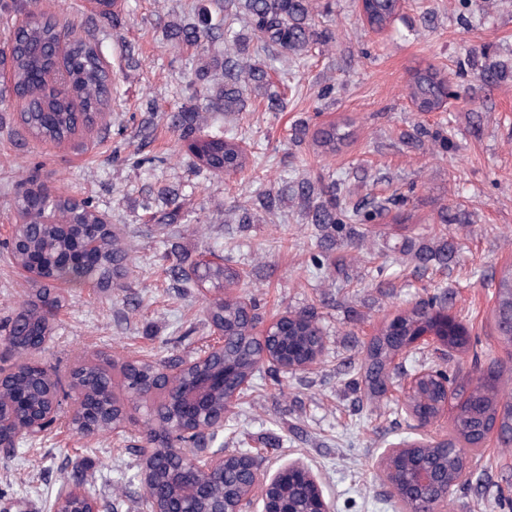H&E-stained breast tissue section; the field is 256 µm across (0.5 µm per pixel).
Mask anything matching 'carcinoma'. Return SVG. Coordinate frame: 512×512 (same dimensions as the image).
<instances>
[{
    "instance_id": "obj_1",
    "label": "carcinoma",
    "mask_w": 512,
    "mask_h": 512,
    "mask_svg": "<svg viewBox=\"0 0 512 512\" xmlns=\"http://www.w3.org/2000/svg\"><path fill=\"white\" fill-rule=\"evenodd\" d=\"M219 12L200 9L197 21L172 30L170 39L177 47L192 48L205 61L195 80L189 82L194 93L195 82L205 83L203 96L207 105L185 106L165 115L167 125L178 133V140L191 155L192 165L199 171L213 175H231L244 172L251 165L254 152L243 147L245 140L224 118L235 112H244L256 100L266 102L269 112H282L288 107L285 93L277 90L273 79V62L277 57L288 58L295 67L306 63L312 49L325 43L319 29V5L316 0H217ZM403 0H362L360 8L368 28L376 33L386 31L396 20ZM125 10V0H99L100 19L118 21ZM247 20L248 29H233L238 17ZM60 23L52 15L40 14L26 27L14 34L10 52L11 85L0 89V99L23 98L27 107L19 113V122L27 133L39 140L65 144L78 124L99 110L110 93L111 78L102 68L99 43L89 37H75L63 61L68 77L67 88L58 89L37 84L31 75L55 70L49 49L59 41ZM484 59L475 64L476 80L484 87L497 86L512 80V61L492 59L487 49L471 51ZM406 95L419 112H439L447 99L457 97L450 89L444 73L433 65L415 68L406 85ZM344 134L331 124L316 133L318 147L325 155L336 154V147ZM38 178L28 176L18 185L10 207L27 214L28 221L17 229L24 240L22 253L13 254L19 263L28 256L38 258L34 288L24 304L31 306V315L0 320V340L12 345L13 351L23 356L30 354L29 336L52 333L41 305L55 309L65 305L63 293L53 291L58 282L78 288L109 290L124 287L131 264L129 248L121 238L100 222L99 211L91 200L77 206L71 198L55 196L37 204L34 196L21 195L22 190L33 189ZM341 184L336 181L292 177L277 191L266 190L255 198L237 202L229 209V219L240 224H253L257 214L277 216L284 200L297 203L301 221L312 227L319 252L312 255L316 271L328 277L344 271L343 260L333 258V248L340 246L348 252L360 250L371 236L377 235V220L390 206L397 204L395 194L381 201H359L352 205L341 202ZM55 210L66 216L70 227L63 229L43 222L42 208ZM441 224H470L471 214L461 208L448 214L440 212ZM98 241L89 253L86 241ZM398 253L407 257L420 271L430 268H449L455 260L456 248L445 233L429 243L403 242ZM246 271L238 262L221 257L204 268L198 281L214 292L206 302L204 312L211 326L224 331V365L234 371L233 382L253 379L263 370L262 352L266 349L279 353L288 351L292 360L300 362L322 356L325 333L315 315L308 311L291 313L288 328L262 345L255 341L251 322L256 318V305L247 309L234 295ZM447 295L433 293L414 305L400 308L390 319L382 322L371 337L364 361L360 367L361 383L366 400L380 407L387 395L390 367L399 355L419 353L415 341L427 329L446 327L439 343L448 357L432 365L437 376H428L418 386L397 400L401 409L411 408L428 417L435 416L445 402V391L438 377L446 374L455 385L459 401L450 418L448 437L434 446L405 449L400 459V479L418 467H431L441 473L440 481L409 499L400 501L402 512H419L432 506L439 497L453 494L459 485L458 476L472 457L478 455L483 438L495 432L498 444L512 447V397L508 394L512 374L504 375L498 361L483 351L471 339L466 326L451 319L445 323ZM495 340L498 347L512 352V265L501 268L495 282V302L492 309ZM468 356L474 370L465 375L451 361ZM112 360L86 361L71 377L69 388L95 398L118 383L125 393V401L113 406L109 399L97 402L95 418L97 432H112V424L119 421L120 412L143 405L139 393L142 379L155 375L153 363L134 359L120 367V380H114L108 366ZM219 366L216 360L198 363L194 369L175 377L179 386L191 384L195 372ZM268 376L277 377L271 368ZM224 411L223 396L213 394L200 407L201 417H217ZM181 417L180 406L170 399L153 417L144 420V435L150 438L164 434L168 424ZM153 494L160 501L177 495L178 485L168 467H156L151 474ZM250 482V473L237 461L225 464L224 479L207 482L201 497L188 504L190 512H208L212 501L224 498L231 501L240 496ZM289 499L298 512H317V502L300 483L291 488Z\"/></svg>"
}]
</instances>
